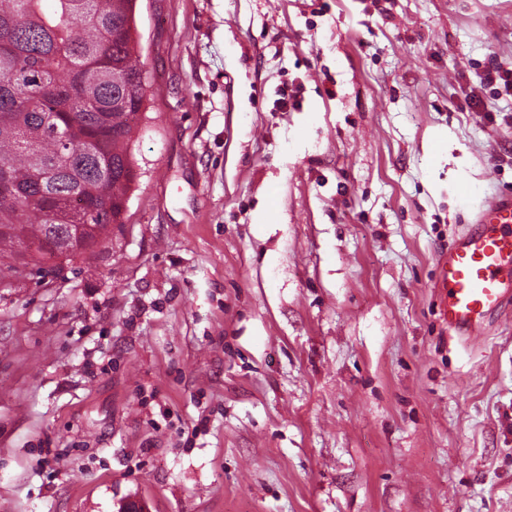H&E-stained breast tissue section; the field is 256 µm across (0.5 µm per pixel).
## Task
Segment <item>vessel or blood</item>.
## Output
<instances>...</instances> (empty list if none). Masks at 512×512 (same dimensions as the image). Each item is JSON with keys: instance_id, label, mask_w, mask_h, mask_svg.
Returning <instances> with one entry per match:
<instances>
[{"instance_id": "obj_1", "label": "vessel or blood", "mask_w": 512, "mask_h": 512, "mask_svg": "<svg viewBox=\"0 0 512 512\" xmlns=\"http://www.w3.org/2000/svg\"><path fill=\"white\" fill-rule=\"evenodd\" d=\"M475 229L455 237L440 265V311L449 332L477 337L487 314L508 290L501 277L512 263V197H495L478 212Z\"/></svg>"}]
</instances>
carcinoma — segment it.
Masks as SVG:
<instances>
[{"label":"carcinoma","mask_w":512,"mask_h":512,"mask_svg":"<svg viewBox=\"0 0 512 512\" xmlns=\"http://www.w3.org/2000/svg\"><path fill=\"white\" fill-rule=\"evenodd\" d=\"M137 0H0V274L51 272L123 223L146 110Z\"/></svg>","instance_id":"cac0c4a2"}]
</instances>
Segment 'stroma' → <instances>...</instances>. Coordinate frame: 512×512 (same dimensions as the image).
<instances>
[{
    "label": "stroma",
    "instance_id": "stroma-1",
    "mask_svg": "<svg viewBox=\"0 0 512 512\" xmlns=\"http://www.w3.org/2000/svg\"><path fill=\"white\" fill-rule=\"evenodd\" d=\"M124 223L0 286V512H512V0H137ZM475 224L439 260L441 315L449 332L469 338L481 334L482 320L502 307L510 288L501 272L512 263V197L489 200Z\"/></svg>",
    "mask_w": 512,
    "mask_h": 512
}]
</instances>
